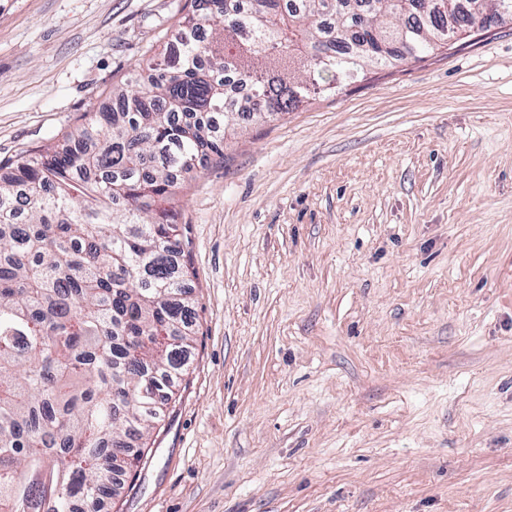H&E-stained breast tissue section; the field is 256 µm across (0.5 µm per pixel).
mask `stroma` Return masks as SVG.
I'll list each match as a JSON object with an SVG mask.
<instances>
[{
  "instance_id": "stroma-1",
  "label": "stroma",
  "mask_w": 512,
  "mask_h": 512,
  "mask_svg": "<svg viewBox=\"0 0 512 512\" xmlns=\"http://www.w3.org/2000/svg\"><path fill=\"white\" fill-rule=\"evenodd\" d=\"M188 0H0V161ZM196 336L112 512H512V23L239 129L180 190Z\"/></svg>"
}]
</instances>
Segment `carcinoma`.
I'll return each mask as SVG.
<instances>
[{
	"label": "carcinoma",
	"mask_w": 512,
	"mask_h": 512,
	"mask_svg": "<svg viewBox=\"0 0 512 512\" xmlns=\"http://www.w3.org/2000/svg\"><path fill=\"white\" fill-rule=\"evenodd\" d=\"M512 22L499 0H191L141 82L0 165V512H101L195 331L174 215L231 132Z\"/></svg>",
	"instance_id": "cac0c4a2"
}]
</instances>
